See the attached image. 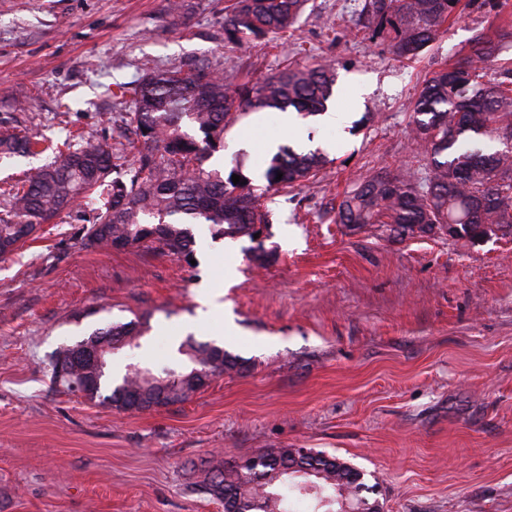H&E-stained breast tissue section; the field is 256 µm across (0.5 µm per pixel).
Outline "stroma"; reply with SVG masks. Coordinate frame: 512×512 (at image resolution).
<instances>
[{
    "instance_id": "obj_1",
    "label": "stroma",
    "mask_w": 512,
    "mask_h": 512,
    "mask_svg": "<svg viewBox=\"0 0 512 512\" xmlns=\"http://www.w3.org/2000/svg\"><path fill=\"white\" fill-rule=\"evenodd\" d=\"M229 3L0 0V133L115 139L130 109L116 83L149 68L272 76L287 58L335 60L344 114L291 131L283 112L249 113L205 161L255 178L265 142L326 154L314 179L262 198L261 241L194 224L189 264L148 244L87 246L74 213L0 260V512H224L199 489L207 470L277 448L349 462L383 512H512V232L336 221L359 177L424 166L409 125L424 77L512 14L465 10L408 63L357 36L361 0H312L295 36L245 48L225 38ZM137 317L142 345L111 369L176 362L190 336L245 368L142 412L53 382L56 349Z\"/></svg>"
}]
</instances>
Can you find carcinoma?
<instances>
[{"label":"carcinoma","instance_id":"1","mask_svg":"<svg viewBox=\"0 0 512 512\" xmlns=\"http://www.w3.org/2000/svg\"><path fill=\"white\" fill-rule=\"evenodd\" d=\"M308 0H233L224 15L228 39L245 46L265 36L295 29ZM462 0H364V32L387 44L399 60L419 57L441 30L462 11ZM512 42V25L498 26L477 39L470 55L450 60L424 79L412 116L414 140L428 160L408 172L377 171L355 183L337 206L336 222L361 228L384 224L399 235L431 233L457 225L455 237H477L480 227L512 229V149H493L512 129V59H500V46ZM336 83L329 61L300 66L285 63L275 76L242 81L238 73L199 68L192 74L147 70L136 81L116 84L114 95L129 99L128 123L138 141L131 143L133 161L118 162L120 149L94 135H79L66 149H52L53 160L35 168L24 182L0 190V258L22 248L44 224L70 213L82 199L87 215L82 237L98 248H119L130 242L150 243L179 259L190 260L189 225L207 224L216 237H254L252 228L269 223L257 199L310 181L326 165L319 150L281 146L258 185L239 169L223 178L204 168L208 155L224 145V130L247 111L289 108L300 115L323 112ZM197 128L203 138L186 128ZM40 142L18 133L0 134V158H36ZM283 173L276 180L277 173ZM245 184H235L232 175ZM146 332L138 320L115 322L90 337L110 336L140 347ZM176 364L128 369L120 382L101 396L120 410L138 401L158 400L150 390L156 378L190 380L211 365L213 376L238 372L241 363L224 348L188 339ZM295 448H280L230 464L218 463L206 474L201 490L224 505V512H296L306 497L301 482L315 484L313 512H338L345 498L360 508L363 473L353 465L330 463L326 454L309 451L312 474L288 472Z\"/></svg>","mask_w":512,"mask_h":512}]
</instances>
